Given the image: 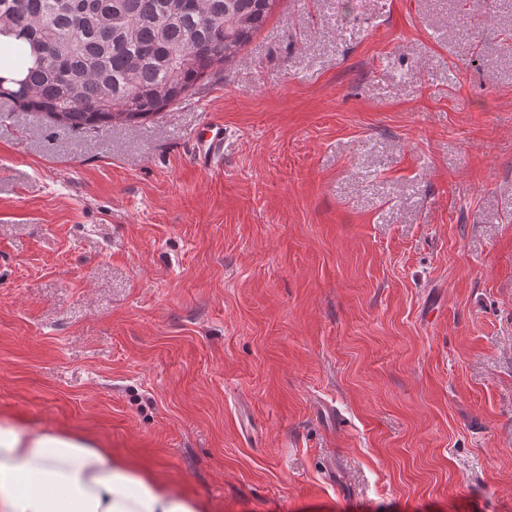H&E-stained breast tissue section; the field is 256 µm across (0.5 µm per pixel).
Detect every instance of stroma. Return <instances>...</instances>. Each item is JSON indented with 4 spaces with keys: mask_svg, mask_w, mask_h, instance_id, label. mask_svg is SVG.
Here are the masks:
<instances>
[{
    "mask_svg": "<svg viewBox=\"0 0 512 512\" xmlns=\"http://www.w3.org/2000/svg\"><path fill=\"white\" fill-rule=\"evenodd\" d=\"M4 415L213 512H512V0H277L134 127L1 99ZM196 160L205 168H211L224 157V127L209 126L196 143Z\"/></svg>",
    "mask_w": 512,
    "mask_h": 512,
    "instance_id": "1",
    "label": "stroma"
}]
</instances>
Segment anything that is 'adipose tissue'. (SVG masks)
I'll use <instances>...</instances> for the list:
<instances>
[{"label":"adipose tissue","instance_id":"obj_1","mask_svg":"<svg viewBox=\"0 0 512 512\" xmlns=\"http://www.w3.org/2000/svg\"><path fill=\"white\" fill-rule=\"evenodd\" d=\"M132 459L78 431L0 417V512H209Z\"/></svg>","mask_w":512,"mask_h":512}]
</instances>
